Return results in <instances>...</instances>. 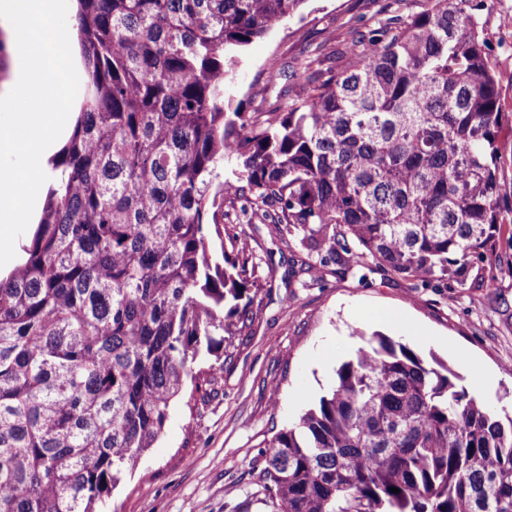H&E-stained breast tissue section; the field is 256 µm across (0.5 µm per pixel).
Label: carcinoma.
Listing matches in <instances>:
<instances>
[{"label": "carcinoma", "mask_w": 512, "mask_h": 512, "mask_svg": "<svg viewBox=\"0 0 512 512\" xmlns=\"http://www.w3.org/2000/svg\"><path fill=\"white\" fill-rule=\"evenodd\" d=\"M305 2L77 0L85 100L0 277V512H102L185 381L217 384L194 364L221 360L262 288L224 224L240 201L338 265L423 285L464 284L512 224L485 0L357 28L342 65L278 70L274 108L230 110L244 47ZM459 380L365 338L267 444L272 512H512V417Z\"/></svg>", "instance_id": "1"}]
</instances>
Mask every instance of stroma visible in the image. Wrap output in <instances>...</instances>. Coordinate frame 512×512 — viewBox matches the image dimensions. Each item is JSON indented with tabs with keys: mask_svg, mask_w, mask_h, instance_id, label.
Segmentation results:
<instances>
[{
	"mask_svg": "<svg viewBox=\"0 0 512 512\" xmlns=\"http://www.w3.org/2000/svg\"><path fill=\"white\" fill-rule=\"evenodd\" d=\"M423 0H306L301 12L245 48L226 95L245 112L270 63L285 70L307 55L341 47L348 31L388 14L420 11ZM512 0H488L479 14L492 48L505 130L497 180L512 204ZM264 277L251 328L233 339L217 392L186 383L159 439L113 491L105 512H269L256 475L266 446L331 391L336 371L381 332L421 358H438L499 416H512V226L498 237L495 263L465 284L418 285L382 268L344 271L269 224H246L238 240ZM495 279L486 288L485 279ZM495 384L479 388L478 372Z\"/></svg>",
	"mask_w": 512,
	"mask_h": 512,
	"instance_id": "obj_1",
	"label": "stroma"
}]
</instances>
